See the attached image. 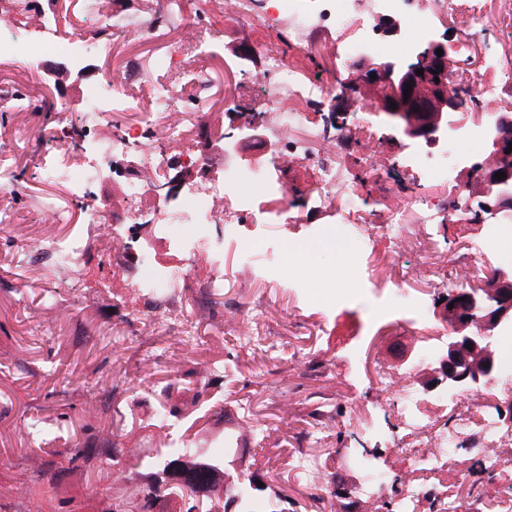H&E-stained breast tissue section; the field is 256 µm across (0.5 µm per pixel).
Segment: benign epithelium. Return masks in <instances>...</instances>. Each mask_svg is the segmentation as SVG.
Wrapping results in <instances>:
<instances>
[{"instance_id": "obj_1", "label": "benign epithelium", "mask_w": 512, "mask_h": 512, "mask_svg": "<svg viewBox=\"0 0 512 512\" xmlns=\"http://www.w3.org/2000/svg\"><path fill=\"white\" fill-rule=\"evenodd\" d=\"M443 54L437 55V49ZM454 61L448 45L435 38L417 55V63L366 55L344 81V98L355 103V95L365 90L377 91L378 110L387 118L389 130L420 148L445 144L465 125L461 99L452 91L449 72ZM423 70V75L416 74ZM439 74H433V71ZM376 78H370L371 74ZM409 95H404V90ZM397 108H392L391 103ZM484 124V153L474 163L478 173L480 221H500L512 213V152L505 150L512 142V113L489 107L479 117ZM264 126L257 119L238 127V133L220 141L224 151H237L239 144ZM506 174L495 179L497 172ZM448 337L439 358L429 365H439L441 376L428 391L449 392L466 397L492 388L498 382L497 340L499 333L512 329V265L497 268L479 288L455 289L444 303ZM472 348H466V344Z\"/></svg>"}]
</instances>
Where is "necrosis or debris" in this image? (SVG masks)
<instances>
[{"label":"necrosis or debris","mask_w":512,"mask_h":512,"mask_svg":"<svg viewBox=\"0 0 512 512\" xmlns=\"http://www.w3.org/2000/svg\"><path fill=\"white\" fill-rule=\"evenodd\" d=\"M413 2L319 0L317 9L311 13H296L283 4L276 10L266 9L259 13L253 8L254 0H227L226 7L239 21L249 23L255 18H262L270 28H287L289 35L298 41L304 40L314 29L341 28L359 17L369 19L376 15L398 14L401 23L399 38L392 43L382 42L376 38L373 27H365L361 38L342 51L345 64L350 65L366 49L404 57L425 41L431 32L430 20L427 15L413 11ZM82 4L89 19L101 22L103 45L115 47L138 39L162 42L163 48L146 76L135 66L119 73L98 69L84 97L97 102L96 110L87 114L88 133L94 138L89 155L75 164L55 136L46 135L38 141L53 178L64 183L71 195L83 196L101 169L108 167L113 158L122 156L130 145L145 139L154 126L156 115L152 98L148 95L139 97L130 91L131 86L143 77L153 86L162 85L169 91L165 115L169 121L170 137L178 151L151 155L149 162L130 176V192L138 197L149 192L159 172L177 162L186 167L206 169L208 161L198 150L196 139L205 128L204 106L208 101L210 83L197 61L208 53L218 38L216 31L204 27L199 21L200 14L209 11L211 0H198L196 14L178 17L171 11V0H152L149 8L138 14H105L97 8L95 0H82ZM8 14V9L0 6V50L23 57L32 65L51 50L81 64L89 60L90 55L83 42L18 36ZM175 25L188 31L187 39L167 41L166 35ZM268 60L270 69L277 75L266 96L271 112V130L281 145V165L286 168L309 164L310 157L306 151L288 139L292 115L284 111L283 105L294 99L313 102L325 97L333 98L339 95L340 90L335 86L303 83L290 75L276 55H269ZM188 88L196 93L194 109L190 112L183 104V92ZM125 109L140 112V121L117 134L99 137L97 131L110 112ZM483 140L482 126L473 125L451 139L440 151L418 153L411 164L428 179L445 181L452 176L460 160L479 150ZM257 188L281 201L287 197L286 188L271 177L259 179L253 170L228 167L215 174L207 172L204 179L183 184L175 201L158 200L152 214L131 211L125 222L113 224L108 233L98 237V245L111 250L117 265H125L130 260L140 265L141 274L130 290L129 304L147 335L172 336L182 344L193 340L197 329L196 309L187 302V293L212 294L224 286V237L213 233L212 225L243 229L255 239L259 236L260 225L275 223L277 219L273 211L262 216L255 213L253 191ZM143 220L150 225L152 239L164 243L179 256V265L149 259L148 249L130 240V225ZM185 224L198 225V232L183 233L181 227ZM401 419L410 437L409 447L398 451L403 463L418 473H432L450 463L447 431L435 427L430 416L419 409L416 399L410 398L402 408ZM458 433L493 466L500 465L504 452L512 449V428L501 425L496 418L484 413L463 414Z\"/></svg>","instance_id":"obj_1"}]
</instances>
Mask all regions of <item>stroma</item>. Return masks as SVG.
<instances>
[{
  "instance_id": "obj_1",
  "label": "stroma",
  "mask_w": 512,
  "mask_h": 512,
  "mask_svg": "<svg viewBox=\"0 0 512 512\" xmlns=\"http://www.w3.org/2000/svg\"><path fill=\"white\" fill-rule=\"evenodd\" d=\"M213 2L205 22L224 35L215 54L202 61L211 97L200 147L211 169L220 170L226 157L215 149L216 137L235 133L250 114L266 109L265 91L275 79L267 53L304 82L333 83L349 74L336 50L360 29H319L297 45L264 24H237L225 16L224 0ZM484 4L479 30L446 16L433 18L450 57L464 58L480 82L488 76L486 58L499 71H512V24L504 18L502 0ZM9 7L29 34L39 15L66 16L55 31L59 39L80 41L95 33L69 0H10ZM245 47L253 51L247 60L239 56ZM159 51V45L131 41L102 52L99 62L120 71L134 61L147 71ZM93 75L85 68L57 81L41 73L33 85L26 62L0 53V85L25 94L30 103L26 112H0V162L20 175L17 188H0V213L12 218L0 227V512H112L119 485L139 484L142 476L132 468L115 482L111 450L156 455L164 435L147 423L163 402L175 410L172 422L180 438L221 441L244 408L266 424L268 437L250 445L245 466L266 484L283 488L294 512H335L340 502L355 503V512H395L400 478L407 473L396 453L405 433L398 414L403 399L399 389L380 391V375L388 368L413 370L418 394L435 375L433 368L407 360L409 353L436 343L435 330L445 324L440 302L448 290L434 287L419 268L427 258L455 266L465 260L469 243L489 231V224L469 220L482 202L472 168L479 154L462 161L450 181L430 182L410 166V145L389 138L374 116V94L360 98L354 114L335 129L328 125L332 100L298 105V118L288 127L291 141L306 143L311 158L335 170L341 186L337 204L362 209L369 223H392V234L369 241L352 228L337 235L329 212L316 206L314 171L292 168L291 223L264 225V240L251 252L225 248L227 286L203 309L198 341L179 347L171 337L138 334L123 300L134 266L117 267L106 249H89L86 268L100 285L78 295L69 270L20 249L24 243L88 236L87 225L51 222L54 208L77 214L89 202L113 224L128 210L153 206V197L130 198L119 177L95 183L85 200L45 177L34 135L43 129L66 132L70 159L83 160L88 144L82 115L63 122L49 106L81 97ZM364 142L375 146L382 170L362 160ZM422 199L438 204L435 235L425 250L394 259L396 236L424 221ZM281 249L290 256V270L273 284L252 276V269L267 266ZM403 266L413 268L414 276L402 279ZM49 294L55 306H46ZM401 295L421 302L423 312L396 305ZM229 307L268 325L270 352L253 350L243 335L214 320V313ZM215 359L232 362L234 369L222 381H204ZM32 420L39 423L34 437L27 429ZM37 438L43 449L30 452ZM305 456L322 462L318 485L307 483L298 466ZM366 457L390 475L369 503L356 499L368 479L361 465ZM477 458L474 449L460 452L461 469L448 471L457 512H495L484 496L490 486L512 498V472L476 471Z\"/></svg>"
}]
</instances>
